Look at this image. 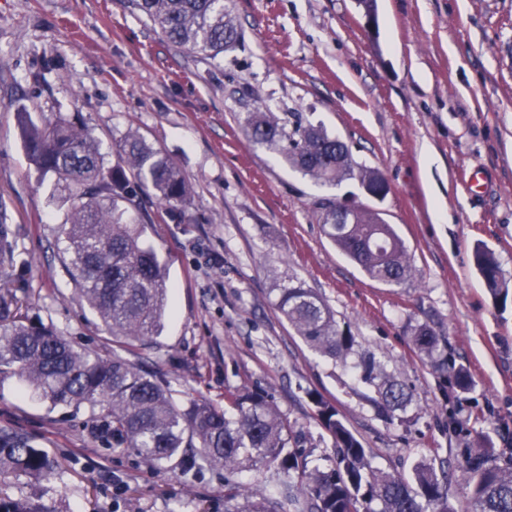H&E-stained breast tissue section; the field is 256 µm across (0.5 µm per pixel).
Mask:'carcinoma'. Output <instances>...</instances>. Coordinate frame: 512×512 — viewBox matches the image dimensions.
<instances>
[{"mask_svg":"<svg viewBox=\"0 0 512 512\" xmlns=\"http://www.w3.org/2000/svg\"><path fill=\"white\" fill-rule=\"evenodd\" d=\"M159 27L173 44L207 58L224 55L240 33L224 12V0H126ZM17 122L27 158L50 196L68 204L62 225L67 242L66 271L78 297L99 315L116 349L103 358L72 344L51 326L26 323L24 300L0 289V378L16 376L51 406L100 409L110 417L112 436L156 469L178 463L190 469L205 462L224 470V512H453L448 506L447 474L422 462L410 478L372 467L366 449L338 417L336 409L312 398L316 418L330 434L335 465L310 468L297 447L292 427L259 393L236 389L224 405L200 400L180 404L168 380L142 370L124 353L162 331L171 288L157 251L141 238L136 224H152L160 213L185 206L191 187L177 164L129 132L116 145L118 162L106 164L100 142L82 115L44 121L21 109ZM255 143L279 155L292 169L321 186L336 187L354 176L375 183L373 170H355L346 142L292 113L285 121L273 112L250 118ZM328 237L372 280L400 285L410 273L407 249L380 213L366 207L355 218L336 222V200L322 203ZM9 217L0 203V267L12 264ZM476 267L494 298L507 292L493 253L475 252ZM275 306L304 342L329 359L358 357L361 379L377 388L371 399L379 415L404 420L407 388L389 380L380 363L359 352V343L335 313L299 279L279 289ZM412 343L427 357L443 355L426 325L412 332ZM492 449L467 454L468 512H512V462L500 465ZM279 465L297 474L281 496L246 493L236 475L258 466ZM56 457L35 438L0 427V475L50 479ZM0 512H48L38 502L0 496Z\"/></svg>","mask_w":512,"mask_h":512,"instance_id":"cac0c4a2","label":"carcinoma"}]
</instances>
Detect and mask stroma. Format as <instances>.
Wrapping results in <instances>:
<instances>
[{
	"label": "stroma",
	"mask_w": 512,
	"mask_h": 512,
	"mask_svg": "<svg viewBox=\"0 0 512 512\" xmlns=\"http://www.w3.org/2000/svg\"><path fill=\"white\" fill-rule=\"evenodd\" d=\"M224 0L241 32L211 60L171 44L119 0H0V202L15 232L8 286L32 321L108 357L112 338L75 298L60 236L68 206L51 199L25 154L18 108L82 113L111 151L135 130L192 187L181 216L142 225L172 286L160 336L130 353L159 369L181 404L223 402L233 388L267 395L301 431L310 466L333 442L313 397L336 407L374 468L448 474L466 512L464 449L512 459V0ZM254 112L301 113L345 141L389 192L377 208L403 239L411 274L370 279L324 234L322 199L358 203V179L315 184L251 140ZM493 252L509 287L492 298L474 251ZM296 277L386 372L406 385L405 421L379 416L356 370L312 351L274 307ZM429 326L447 367L411 341ZM468 392L452 387L456 371ZM107 416L0 381V427L35 437L61 462L35 483L0 477V494L51 512H224V475L158 472L106 445Z\"/></svg>",
	"instance_id": "obj_1"
}]
</instances>
